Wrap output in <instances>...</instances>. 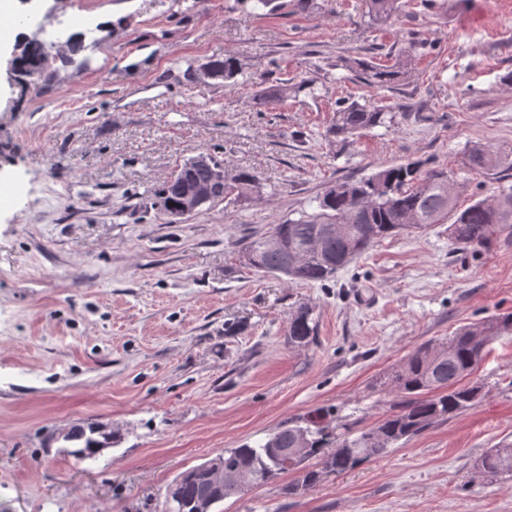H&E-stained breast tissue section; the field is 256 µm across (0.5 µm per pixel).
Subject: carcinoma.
<instances>
[{"instance_id": "cac0c4a2", "label": "carcinoma", "mask_w": 512, "mask_h": 512, "mask_svg": "<svg viewBox=\"0 0 512 512\" xmlns=\"http://www.w3.org/2000/svg\"><path fill=\"white\" fill-rule=\"evenodd\" d=\"M409 0H365L364 17L379 27L402 12ZM48 65L41 48L28 50L16 61L18 80L25 82L42 75ZM208 65L211 78L230 81L239 73L237 59L230 54L214 55ZM345 67L362 74L365 84L387 88L406 74L407 61L394 69L377 67L364 60H347ZM395 114L385 108L368 110L354 100L336 104L330 136H358L375 127L394 123ZM209 163L199 166L184 162L180 170L164 182L156 195L154 206L176 211L184 201L185 187L190 182H213L216 167L223 161L209 154ZM504 159L498 152L483 148L469 151L470 164L479 169L497 166ZM259 188L258 177L241 171L235 181L216 185V195L231 203ZM452 193L448 170L442 167L421 168L413 163L386 167L373 175L355 181H336L317 198V211L303 213L297 219L273 224L268 231L248 237L241 251L253 255L248 267L267 275H281L291 280L323 283L336 272L362 256L386 238L403 231L415 232L428 224H450L453 244L479 251L489 246L498 224L512 222V194L496 204L484 200L472 202L459 210L453 205H440L445 194ZM336 222L347 225L343 238L322 234L323 224ZM279 237L298 248L314 240L319 250L303 255L294 263L290 255L274 251L268 238ZM512 331V313L501 314L473 327H464L441 344L425 342L410 353L389 377L393 387L402 394L391 411L374 425L347 433L336 439V447L327 451V433L318 424L320 416H308L304 424L290 421L276 432L253 445L242 444L227 448L215 457L181 472L170 490L177 496V512H212L217 504L212 497L217 492L214 465L226 472H236L251 480L254 486L274 482L289 471L299 473L297 482L288 487L295 494L316 485L334 473H343L357 464L385 454L389 448L406 440L437 421L447 420L459 411L474 405L482 397L483 387L469 381L482 363L489 343L495 337ZM288 336L298 347L308 345L315 336L310 309L301 304L296 308L288 326ZM94 424L72 428L64 440L78 446L74 454L92 458L117 435L102 434ZM278 448H303L295 458L277 454ZM512 473V445L503 444L487 450L475 462L472 480H488Z\"/></svg>"}]
</instances>
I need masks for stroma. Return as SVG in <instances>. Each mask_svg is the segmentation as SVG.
<instances>
[{
  "label": "stroma",
  "mask_w": 512,
  "mask_h": 512,
  "mask_svg": "<svg viewBox=\"0 0 512 512\" xmlns=\"http://www.w3.org/2000/svg\"><path fill=\"white\" fill-rule=\"evenodd\" d=\"M276 3L262 18L251 0L18 4L24 37L0 48V512H164L179 473L286 421L373 425L416 347L512 313V224L480 251L455 248L445 224L390 237L322 285L239 259L244 237L314 212L331 183L397 164L446 167L463 207L512 191V165L467 163L474 145L512 149V0H411L380 29L363 0ZM30 42L49 54L35 86L12 71ZM224 52L235 81H187ZM406 52L411 74L386 89L342 66ZM304 78L288 101L261 96ZM348 97L397 108L396 124L328 136ZM201 153L260 189L168 222L154 195ZM303 303L316 336L298 349ZM474 378L479 403L382 456L297 495L283 474L218 512H512V479L469 481L512 443V334ZM91 422L119 440L76 460L62 437ZM310 309L300 304L294 312L288 326V336L293 344L298 347L308 345L315 336V326L311 325Z\"/></svg>",
  "instance_id": "stroma-1"
}]
</instances>
